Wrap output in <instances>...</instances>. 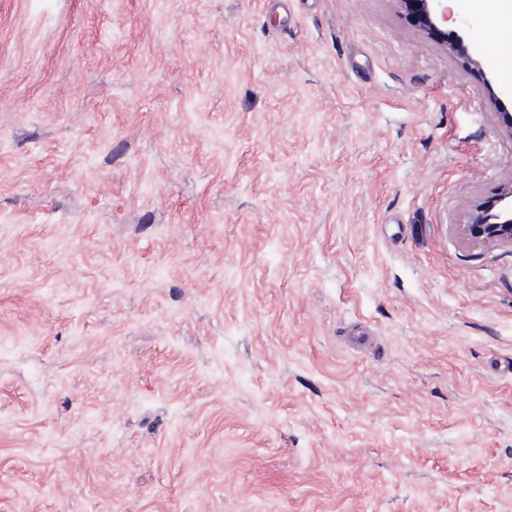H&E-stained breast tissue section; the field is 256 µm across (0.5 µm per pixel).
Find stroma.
Here are the masks:
<instances>
[{"mask_svg":"<svg viewBox=\"0 0 512 512\" xmlns=\"http://www.w3.org/2000/svg\"><path fill=\"white\" fill-rule=\"evenodd\" d=\"M448 8L483 74L395 0H0V512H512V81ZM493 201L468 211L464 232L474 239L512 243V182L503 187Z\"/></svg>","mask_w":512,"mask_h":512,"instance_id":"stroma-1","label":"stroma"}]
</instances>
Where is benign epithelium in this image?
<instances>
[{
    "label": "benign epithelium",
    "instance_id": "benign-epithelium-1",
    "mask_svg": "<svg viewBox=\"0 0 512 512\" xmlns=\"http://www.w3.org/2000/svg\"><path fill=\"white\" fill-rule=\"evenodd\" d=\"M398 7L419 31L455 57L465 69L483 73L477 51L462 36L448 40L442 24L448 22L445 0H397ZM464 232L474 239L512 243V183L496 194L494 202L479 204L468 211Z\"/></svg>",
    "mask_w": 512,
    "mask_h": 512
}]
</instances>
